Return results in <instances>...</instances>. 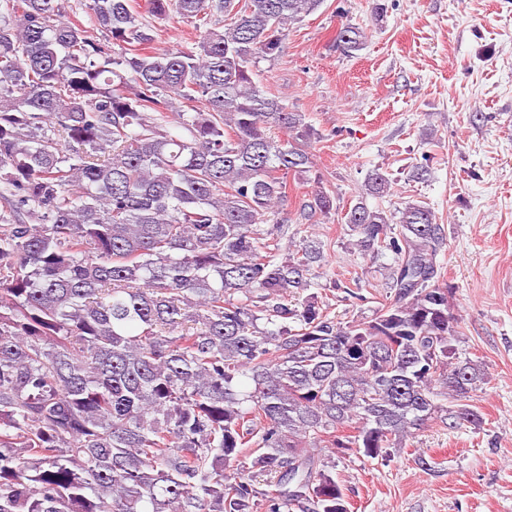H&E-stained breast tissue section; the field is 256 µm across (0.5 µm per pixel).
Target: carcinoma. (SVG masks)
I'll return each mask as SVG.
<instances>
[{
    "mask_svg": "<svg viewBox=\"0 0 512 512\" xmlns=\"http://www.w3.org/2000/svg\"><path fill=\"white\" fill-rule=\"evenodd\" d=\"M323 2L86 0L87 27L0 0V512H348L314 450L384 459L431 419L482 425L429 206L346 211L394 262L345 324L292 301L321 247L255 228L280 225L316 132L253 76ZM141 7L196 47L156 45ZM314 183L307 221L336 209Z\"/></svg>",
    "mask_w": 512,
    "mask_h": 512,
    "instance_id": "carcinoma-1",
    "label": "carcinoma"
}]
</instances>
